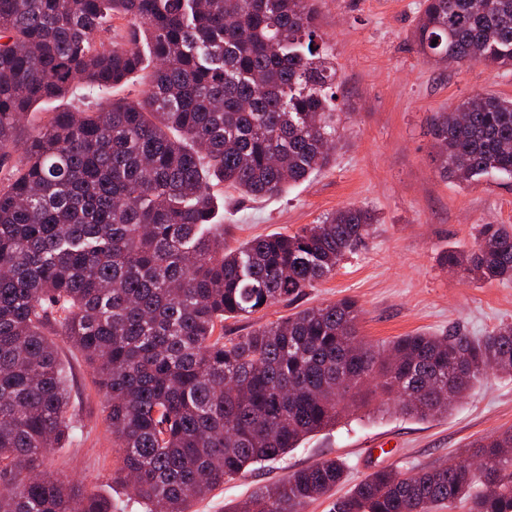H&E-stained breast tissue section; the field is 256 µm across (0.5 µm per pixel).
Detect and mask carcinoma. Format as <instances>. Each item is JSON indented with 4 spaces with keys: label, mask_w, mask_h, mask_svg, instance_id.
<instances>
[{
    "label": "carcinoma",
    "mask_w": 512,
    "mask_h": 512,
    "mask_svg": "<svg viewBox=\"0 0 512 512\" xmlns=\"http://www.w3.org/2000/svg\"><path fill=\"white\" fill-rule=\"evenodd\" d=\"M317 0H0V512H112L45 471L69 438L56 329L93 370L121 465L160 512L337 424L350 375L418 420L448 410L489 368L512 375V323L481 337L416 333L358 343L344 299L216 332L333 274L375 218L351 206L236 250L214 223V187L267 197L331 162L334 57L316 43ZM423 0L425 57L512 69V0ZM437 44H432L433 40ZM148 44L151 69L140 46ZM147 74L140 75V72ZM135 100L112 88L133 77ZM81 91L20 138L33 104ZM434 162L470 184L512 175V98L478 93L434 117ZM443 264L512 281V226L483 224ZM346 480L326 459L255 493L240 512H303ZM512 512V427L457 461L380 469L332 512Z\"/></svg>",
    "instance_id": "cac0c4a2"
}]
</instances>
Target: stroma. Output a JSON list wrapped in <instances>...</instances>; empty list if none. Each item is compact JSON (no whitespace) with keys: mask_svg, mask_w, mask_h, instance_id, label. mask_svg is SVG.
<instances>
[{"mask_svg":"<svg viewBox=\"0 0 512 512\" xmlns=\"http://www.w3.org/2000/svg\"><path fill=\"white\" fill-rule=\"evenodd\" d=\"M422 0H318V30L336 59L339 139L336 160L282 195L252 199L224 187V243L237 248L260 234L293 233L345 206L374 212L378 224L335 274L295 299L250 318L227 320L233 338L262 323L341 299L360 311L359 334L384 343L414 332L482 336L512 323V281L476 282L442 264L446 251H468L482 224L512 225V177L493 173L467 185L443 177L432 161L434 115L475 93L512 97V70L461 68L426 61L413 31ZM77 428L55 449L50 470L83 482L112 503V512H146L131 489L112 483L120 453L112 446L103 400L81 353L58 340ZM512 426V376L488 371L447 414L419 421L363 390L338 424L275 461L197 498L192 512H226L259 488L328 459L347 467L349 485L373 471L419 469L460 457L477 439Z\"/></svg>","mask_w":512,"mask_h":512,"instance_id":"35a3bbf8","label":"stroma"}]
</instances>
